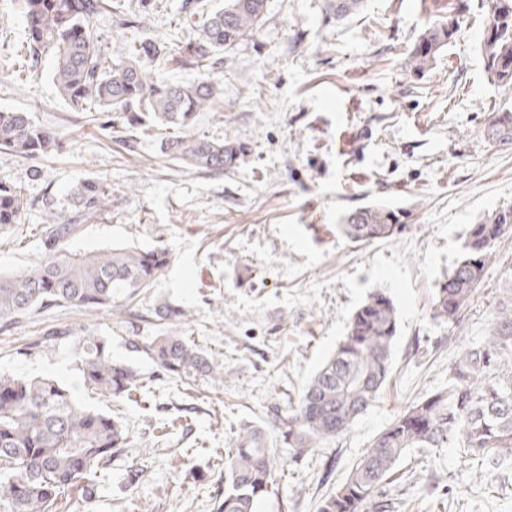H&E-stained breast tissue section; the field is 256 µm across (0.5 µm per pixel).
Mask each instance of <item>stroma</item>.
I'll return each mask as SVG.
<instances>
[{"instance_id": "1", "label": "stroma", "mask_w": 512, "mask_h": 512, "mask_svg": "<svg viewBox=\"0 0 512 512\" xmlns=\"http://www.w3.org/2000/svg\"><path fill=\"white\" fill-rule=\"evenodd\" d=\"M459 1L465 9L451 43L424 76H411L406 54ZM125 3L123 15L95 18L102 45L153 38L179 54L199 37L186 0ZM325 5L268 0L261 27L214 71L223 98L196 114L193 130L244 153L211 174L167 157L164 131L144 135L118 117L104 130L90 112L72 109L54 83L51 56L31 74L18 72L23 3L0 0V109L32 112L61 139L48 158L0 152V185L19 190L28 205L21 231L0 236V275L44 259L36 225L48 212L70 215V187L91 176L111 186L112 208L70 250L165 245L172 254L136 300L145 320L121 326L107 310L37 308L0 331V372L74 386L79 400L117 415L128 433L124 451L93 475L91 502L74 488L58 512H217L219 455L243 423L264 431L276 459L258 512H316L373 438L446 382L457 351L486 336L512 278V236L498 245L458 323H439L432 312L471 224L512 205V143L482 134L492 113L512 110V89L484 70L479 46L489 17L481 0H364L343 20ZM373 203L403 211L400 231L349 241L339 224ZM378 289L398 310L388 380L346 433L292 457L272 423L275 410L298 398ZM161 299L186 310L182 334L211 356L223 381L164 376L136 351L161 331L150 316ZM39 334L43 343L29 350ZM88 335L111 337L113 359L138 371L143 386L131 399L112 403L80 388L77 352ZM132 464L143 473L130 488ZM398 468L402 479L378 494L386 512H512L511 467L477 481L457 449L415 448Z\"/></svg>"}]
</instances>
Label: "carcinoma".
Segmentation results:
<instances>
[{
    "instance_id": "1",
    "label": "carcinoma",
    "mask_w": 512,
    "mask_h": 512,
    "mask_svg": "<svg viewBox=\"0 0 512 512\" xmlns=\"http://www.w3.org/2000/svg\"><path fill=\"white\" fill-rule=\"evenodd\" d=\"M26 25L24 62L47 53L55 60L54 80L60 95L77 111L114 112L144 130L154 125L175 130L162 150L183 164L221 173L241 149L233 144L188 133L195 114L221 96L211 78L167 83L142 67L173 60L159 40L125 44L115 51L98 44L93 21L102 11L123 12L124 0H23ZM268 0H224L205 13L198 40L184 51V62L215 69L224 54L262 24ZM363 0H330L338 17L361 9ZM490 27L480 44L489 78L512 88V0H482ZM452 19L429 28L404 62L413 76L428 71L457 32ZM487 140L512 142V113H496L483 128ZM60 147L53 132L30 114L0 110V151L25 157H48ZM73 215L51 214L39 230L46 258L13 277L0 276V322L31 308L70 307L112 311L113 318L138 316L132 301L153 287L168 267L165 246L150 249L112 247L77 254L67 243L83 223L112 206V189L96 177L69 190ZM27 204L16 189L0 185V234L24 223ZM400 214L378 204L360 207L345 217L340 231L355 242L387 239L397 232ZM512 235V205L501 207L471 225L463 254L437 288L433 317L454 324L474 298L497 244ZM166 328L143 346L133 345L168 376L195 374L221 380L198 345L177 326L184 309L164 300L153 308ZM398 329L393 300L381 291L369 294L354 311L344 340L315 374L304 393L288 402V412L274 418L288 453L303 457L336 440L364 414L386 383ZM83 386L113 401L139 386L135 368L115 361L110 343L87 336L78 349ZM127 433L112 414L79 404L72 390L48 377L27 378L0 373V509L3 512H53L65 491L109 466L124 451ZM412 448H457L482 466L483 478L512 464V281L501 291L485 339L457 353L447 383L401 412L382 430L352 467L346 480L326 496L318 512H383L379 488L401 475L395 468ZM275 459L263 433L242 425L234 447L224 454V501L219 512H256L269 491Z\"/></svg>"
}]
</instances>
